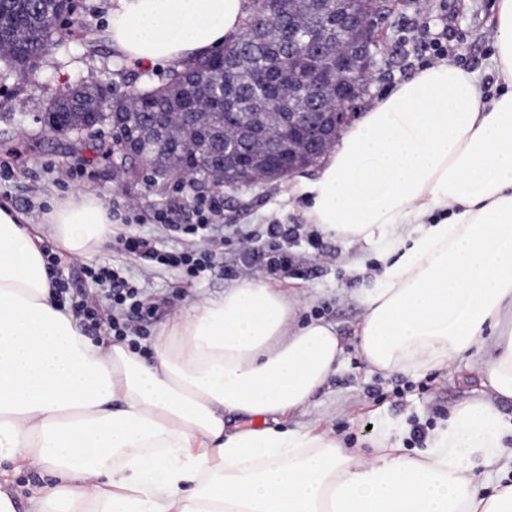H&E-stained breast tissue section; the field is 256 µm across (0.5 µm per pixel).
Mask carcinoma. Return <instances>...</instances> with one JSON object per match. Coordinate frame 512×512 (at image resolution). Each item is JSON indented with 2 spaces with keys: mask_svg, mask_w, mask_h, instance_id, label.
Here are the masks:
<instances>
[{
  "mask_svg": "<svg viewBox=\"0 0 512 512\" xmlns=\"http://www.w3.org/2000/svg\"><path fill=\"white\" fill-rule=\"evenodd\" d=\"M252 2L251 16H264L265 27L249 41L239 40L225 49L223 59L208 56L176 66L167 83L137 88L140 98L136 100L109 88L110 112L99 111L98 86H83L74 101L58 98L49 104L43 117L47 131L78 138L108 126L113 135L92 146L96 159L110 161L127 174L148 169L177 182L190 176L223 188L224 180H232L224 176V156L254 152L250 134L244 131L231 141L224 138V128L239 127V113L261 112L273 98L274 87L258 83L256 74L289 68L306 79L321 67L322 58L297 59L289 55L288 42L299 38L319 43L325 35L334 41L336 34L343 33L336 13L325 8L324 0H305L291 13L283 0ZM58 8L55 0H0V69L26 71L23 51L29 46L45 45L50 50L63 46L58 27L50 22ZM174 87L181 89L187 102L202 104L209 112L204 123L184 124L176 134L173 126L180 101L171 94ZM319 97L316 89L284 95L275 133L288 141V113L314 108ZM125 139L138 145L137 152L127 151Z\"/></svg>",
  "mask_w": 512,
  "mask_h": 512,
  "instance_id": "carcinoma-1",
  "label": "carcinoma"
}]
</instances>
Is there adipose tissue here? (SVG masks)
<instances>
[{
    "mask_svg": "<svg viewBox=\"0 0 512 512\" xmlns=\"http://www.w3.org/2000/svg\"><path fill=\"white\" fill-rule=\"evenodd\" d=\"M249 0H113L132 64H188L233 45ZM493 66L512 83V0H496ZM288 198L321 232L381 261L359 350L416 377L477 360L485 398L454 407L416 454L381 427L369 451L280 428L343 361L335 327L296 319L297 290L247 280L194 302L151 359L94 343L51 296L42 230L79 258L112 232L76 194L44 227L0 205V462L48 479L32 512H512V91L441 62L368 105ZM235 414L245 427L226 430Z\"/></svg>",
    "mask_w": 512,
    "mask_h": 512,
    "instance_id": "1",
    "label": "adipose tissue"
}]
</instances>
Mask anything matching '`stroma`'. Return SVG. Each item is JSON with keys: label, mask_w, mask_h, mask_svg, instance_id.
Here are the masks:
<instances>
[{"label": "stroma", "mask_w": 512, "mask_h": 512, "mask_svg": "<svg viewBox=\"0 0 512 512\" xmlns=\"http://www.w3.org/2000/svg\"><path fill=\"white\" fill-rule=\"evenodd\" d=\"M112 0H75L70 16V36L62 51L47 53L34 75L0 71V204L11 205L32 222H40L57 201L77 193L99 199L105 206L134 203L140 227H153L152 211L159 206L173 208V220L188 217L192 197L188 188L164 182L148 170L131 178L110 164L92 161L87 143L70 136L47 133L40 117L49 103L66 87L91 85L105 80L117 93L147 82H167V66L134 67L111 49L107 17ZM495 0H405L397 14L383 23L386 32L376 55L373 80L362 96L368 105L421 69L434 65L431 56L421 53L425 42L445 41L449 60L456 67L484 75V90L494 95L499 83L487 67L495 53L490 18ZM224 247L216 266L194 279L167 271H151L139 262L126 261L129 279L146 288L150 297L168 300L166 313L159 315L149 331L158 333L177 312L193 301L222 296L235 287L236 279L225 276L228 267H243L251 250L237 228L259 229L279 222L295 226L299 236L295 254L303 260L307 273L301 278L281 281V288H295L305 304L299 311L301 322L325 320L336 323L344 346L345 359L310 406L289 417L288 426L315 425L336 436L344 447L363 449L370 426L388 418L413 428L421 423L437 427L451 408L482 395L476 365L455 367L452 372L433 370L413 378L398 372L370 371L356 336L363 309L359 296L368 287L375 261L357 270L349 259L356 248L344 241L321 238L319 248L308 239L317 234L301 212L288 207L287 180H259L239 188H224ZM150 338L142 347H151Z\"/></svg>", "instance_id": "stroma-1"}]
</instances>
